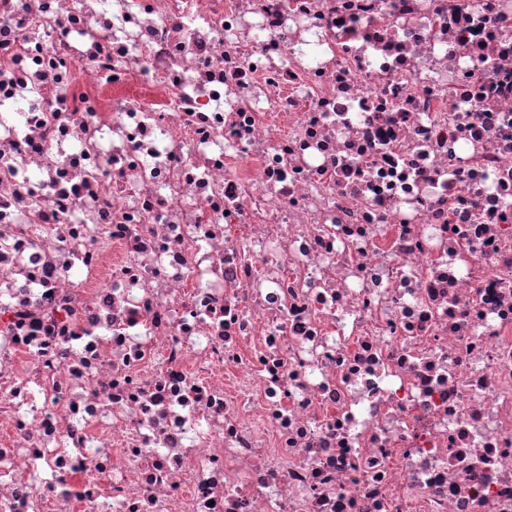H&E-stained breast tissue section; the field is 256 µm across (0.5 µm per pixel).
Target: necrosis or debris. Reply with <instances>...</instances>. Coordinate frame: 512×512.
Masks as SVG:
<instances>
[{"mask_svg": "<svg viewBox=\"0 0 512 512\" xmlns=\"http://www.w3.org/2000/svg\"><path fill=\"white\" fill-rule=\"evenodd\" d=\"M0 512H512V0H0Z\"/></svg>", "mask_w": 512, "mask_h": 512, "instance_id": "obj_1", "label": "necrosis or debris"}]
</instances>
